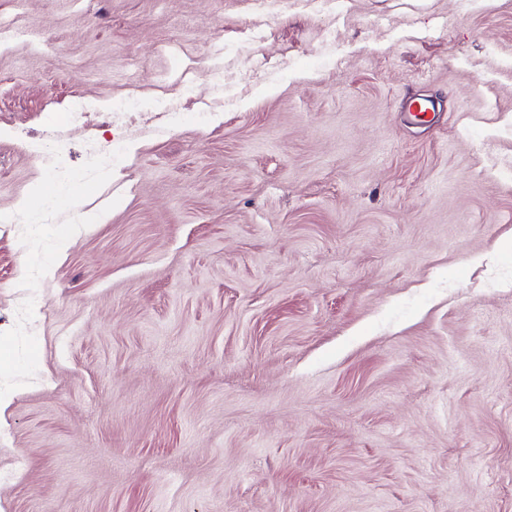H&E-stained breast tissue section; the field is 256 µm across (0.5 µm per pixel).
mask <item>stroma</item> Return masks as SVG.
<instances>
[{"label": "stroma", "instance_id": "stroma-1", "mask_svg": "<svg viewBox=\"0 0 512 512\" xmlns=\"http://www.w3.org/2000/svg\"><path fill=\"white\" fill-rule=\"evenodd\" d=\"M1 21L0 213L43 176L31 142L133 149L35 292L0 223V332L34 298L39 350L0 512H512V0Z\"/></svg>", "mask_w": 512, "mask_h": 512}]
</instances>
